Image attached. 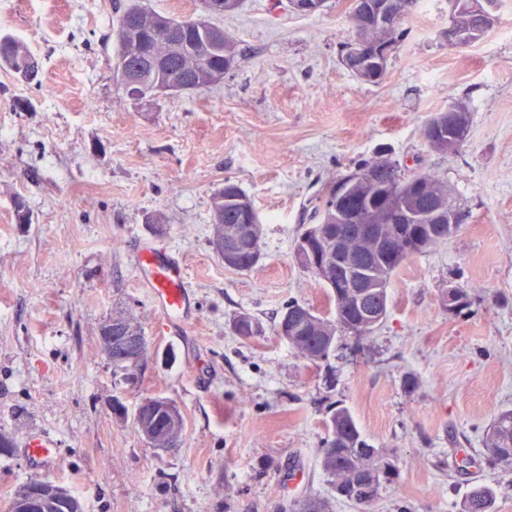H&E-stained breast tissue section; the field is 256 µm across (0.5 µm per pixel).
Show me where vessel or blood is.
Here are the masks:
<instances>
[{
  "label": "vessel or blood",
  "instance_id": "vessel-or-blood-1",
  "mask_svg": "<svg viewBox=\"0 0 512 512\" xmlns=\"http://www.w3.org/2000/svg\"><path fill=\"white\" fill-rule=\"evenodd\" d=\"M137 265L143 287L149 288L163 323H191L193 302L182 264L159 246L142 249Z\"/></svg>",
  "mask_w": 512,
  "mask_h": 512
}]
</instances>
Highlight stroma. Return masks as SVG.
Instances as JSON below:
<instances>
[{"mask_svg": "<svg viewBox=\"0 0 512 512\" xmlns=\"http://www.w3.org/2000/svg\"><path fill=\"white\" fill-rule=\"evenodd\" d=\"M134 1L203 13L201 0H0V34L40 63L31 83L0 69V433L14 443L0 455V512L40 480L84 512H288L303 497L358 512L318 464L340 406L397 468L375 512H462L481 483L494 512H512V466L483 443L512 409V0L467 47L444 38L448 0H422L378 85L341 60L352 0L312 16L242 0L216 20L240 51L223 84L140 104L112 83L108 39L116 7ZM455 101L472 110L469 135L441 155L419 129ZM380 149L444 178L463 221L393 275L371 335L339 334L311 364L275 319L293 301L331 319L336 307L292 242L326 186ZM228 180L262 225L264 257L248 271L225 267L210 243L212 197ZM17 196L29 223L15 220ZM154 213L164 223H149ZM155 243L182 261L195 306L193 324L171 322L163 337L134 262ZM451 287L469 298L458 316L441 301ZM116 312L147 341L132 381L99 342ZM243 313L262 335L235 332ZM149 396L183 416L172 447L135 430ZM36 434L55 440L52 461L28 454Z\"/></svg>", "mask_w": 512, "mask_h": 512, "instance_id": "stroma-1", "label": "stroma"}]
</instances>
